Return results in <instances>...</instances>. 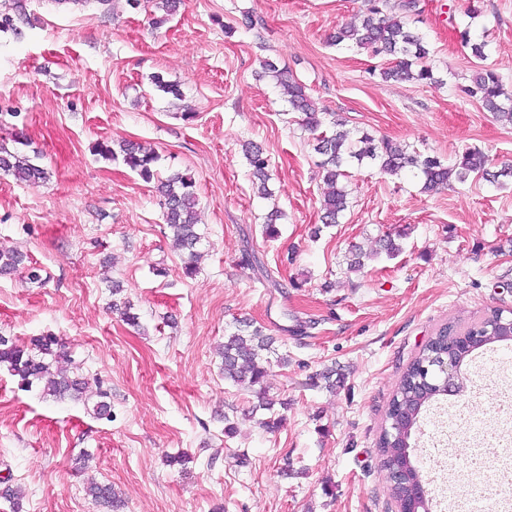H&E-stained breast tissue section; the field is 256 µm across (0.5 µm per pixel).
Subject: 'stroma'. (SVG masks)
I'll return each instance as SVG.
<instances>
[{"label": "stroma", "mask_w": 512, "mask_h": 512, "mask_svg": "<svg viewBox=\"0 0 512 512\" xmlns=\"http://www.w3.org/2000/svg\"><path fill=\"white\" fill-rule=\"evenodd\" d=\"M365 0H186L161 28L153 0L77 9L53 0H0V146L45 169L29 184L0 174V245L40 267L0 276V335L51 333L92 378L81 400L19 388L0 369V480L20 508L99 512L88 479L112 485L121 512H397L377 448L403 370L441 324L512 310V184L468 178L425 193L416 174L351 167L349 207L321 223L325 184L313 134L260 63L302 82L323 128L369 133L454 163L478 149L512 162V125L463 88L478 64L512 91V0H420L411 27L429 49L434 83L383 80L388 61L333 45L360 24ZM262 19L249 31L243 14ZM485 42L478 61L461 31ZM178 84L174 99L152 76ZM192 109L187 123L179 114ZM130 140L159 156L161 174L196 182L202 240L185 276L153 184L94 147ZM263 146L271 193L254 188L244 142ZM280 210L277 238L267 215ZM400 232V253L347 270L351 246L375 251ZM131 302L138 326L118 310ZM273 336L265 385L279 405L225 381L217 349L236 321ZM512 365L498 345L464 362L465 395L423 411L411 458L431 512H453L428 448L437 422L482 375ZM336 367L335 391L316 376ZM107 390L112 420L92 408ZM280 424L266 429L262 421ZM237 431L228 435L226 423ZM185 454L182 465L168 457Z\"/></svg>", "instance_id": "35a3bbf8"}]
</instances>
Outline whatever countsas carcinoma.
<instances>
[{
    "label": "carcinoma",
    "mask_w": 512,
    "mask_h": 512,
    "mask_svg": "<svg viewBox=\"0 0 512 512\" xmlns=\"http://www.w3.org/2000/svg\"><path fill=\"white\" fill-rule=\"evenodd\" d=\"M417 0H398L388 6V0H367V12L359 25L341 26L331 36L337 44L355 45L368 49L375 56L394 57L393 65L382 69L381 76L398 82L426 83L433 79V71L426 64L429 51L421 36L408 27V19L417 14ZM263 67L280 89L282 97L291 110L304 115L306 127L318 132L321 118L316 102L308 94L304 84L279 70L271 61ZM463 92L481 103L482 107L496 118L512 124V96L505 93L500 77L485 66L474 70L470 85ZM315 152L320 156L318 167L323 171V180L328 187L322 203L321 222L337 224L348 207V192L341 184L347 177L344 166L359 164L367 160L379 170L391 176L416 169L422 179V190L434 192L448 185L451 179L460 182L473 176L500 186L512 181V164L505 163L497 170L491 169L485 154L468 149L459 155L452 166L444 164L436 156H423L389 140L377 141L367 133L353 142L344 131L327 134L319 132ZM99 154L107 159L122 158L142 180L158 182L160 205L164 210L166 224L173 232V242L184 255L185 273H196L199 257L197 245L200 234L197 224L195 181L186 174L160 177L156 168L158 156L144 150L133 142H124L119 149L102 143ZM245 158L253 178L260 181L259 191L269 194V158L262 146L248 142L243 145ZM0 171L12 175L16 180L36 184L46 179V172L26 158L0 150ZM20 268L27 270L28 279L40 281L39 268L25 263V255L14 250H0V275H8ZM482 333L489 337L488 343L509 341L512 334V317L495 309L480 319L468 322L449 321L441 325L419 350L403 371L398 386L392 395L385 415V425L379 437L382 467L388 471L401 468L406 472L403 479L390 483V493L396 503L415 501L422 492L417 467L406 464V450L410 447L414 430L423 408L435 399L436 393L425 382V373L433 365L447 359L462 364L473 352L472 348H459L453 341L463 335ZM272 337L262 328L247 320H241L235 331L224 337L220 356L224 379L254 391L258 407L273 408L275 401L269 397L263 382L271 365ZM4 367L15 377L18 385L25 389H39L42 395L54 399L78 398L89 385V379L79 373V364L64 351L59 338L53 334L36 336L23 344L7 336H0V368ZM85 494L105 508V512H119L121 500L109 484L91 483Z\"/></svg>",
    "instance_id": "cac0c4a2"
}]
</instances>
